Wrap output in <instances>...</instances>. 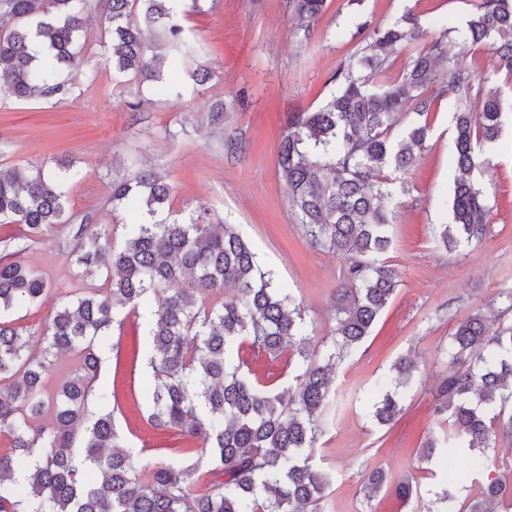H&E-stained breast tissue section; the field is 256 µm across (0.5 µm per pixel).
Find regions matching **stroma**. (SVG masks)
<instances>
[{
    "mask_svg": "<svg viewBox=\"0 0 512 512\" xmlns=\"http://www.w3.org/2000/svg\"><path fill=\"white\" fill-rule=\"evenodd\" d=\"M184 35L198 47L195 60L164 68L175 77L168 94L153 82H139L113 70L102 46L101 28H88L78 42L82 63L62 99L0 101V171L31 162L70 160L80 170L69 192L76 219L92 216L94 230L122 244L135 214L113 207L112 184L129 178L131 157L154 169L174 188L170 209L186 218L206 207L211 224H231L252 247L263 269L273 271L300 303L317 339L336 326V290L350 264L348 255L312 247L288 197L277 167V149L291 113L312 110L328 96L339 65L359 52L355 24L385 23L412 9L424 29L406 44L408 60L425 39L448 30V49L463 77L484 79L503 103L499 139L486 145L487 163L474 172L490 199L482 241L458 250L440 248L435 227L450 221L456 170L448 158L452 137L447 98L428 115L426 148L414 168L394 174L392 247L385 259L402 282L365 342L336 367L333 392L323 411L325 432L311 462L331 475L322 512H418L420 499L434 498L449 470L463 459H419L423 443L448 432L435 412L436 388L448 373L443 350L457 323L475 310L499 302L512 290V79L494 72L489 55L463 46L456 29L467 19L469 0H327L311 30L294 18L289 0H173ZM203 66L209 80L196 84ZM74 223L49 229L30 243L24 260L38 268L51 293L16 311L20 325L36 330L48 323L58 299L91 288L106 289L104 277L77 276L71 254ZM114 348L106 350L98 383L116 390L115 423L140 460L184 461L177 432L148 422L144 361L151 352L146 314H124ZM423 367L407 392L404 410L392 424L378 425L368 400L380 378L403 355ZM248 375L271 389L287 386L297 364L273 361L242 345ZM391 478L413 475L418 498L391 492L366 497L363 481L373 468Z\"/></svg>",
    "mask_w": 512,
    "mask_h": 512,
    "instance_id": "1",
    "label": "stroma"
}]
</instances>
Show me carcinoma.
Masks as SVG:
<instances>
[{
    "instance_id": "carcinoma-1",
    "label": "carcinoma",
    "mask_w": 512,
    "mask_h": 512,
    "mask_svg": "<svg viewBox=\"0 0 512 512\" xmlns=\"http://www.w3.org/2000/svg\"><path fill=\"white\" fill-rule=\"evenodd\" d=\"M168 0H107L103 47L112 68L141 81L161 76L160 43L167 55L192 60L197 48ZM460 35L512 76V0H471ZM326 0H292L307 23ZM0 98H49L66 94L67 76L78 65L76 42L95 22L89 0H0ZM364 55L340 66L335 90L314 110L297 112L277 151V166L310 243L352 259L336 289L333 349L320 352L287 289L263 269L232 225L213 229L198 214L187 220H154L169 205L171 185L150 168L112 183V205L136 201L151 220L126 225L125 242L78 228L72 252L76 274H106L110 288L67 298L40 330L41 354L31 350L35 333L11 319L24 304L42 301L47 281L17 250L0 258V435L11 453L0 455V512H321L329 473L311 466L322 412L336 365L360 345L395 295L399 269L382 256L392 239L391 182L384 170L406 171L426 147L421 118L438 97L451 98L454 134L448 144L457 171L451 223L439 225L438 244L449 250L478 242L490 212L488 194L471 173L479 148L502 130L501 101L456 75L448 56V30L427 42L403 65L400 78L385 80L402 46L419 38L412 10L384 26L357 24ZM409 118L392 133V119ZM70 170L43 164L0 175V219L25 227L35 241L49 225L65 222ZM231 286L236 295L224 296ZM163 299H158L159 294ZM151 311L147 360L150 424L198 443L186 449L190 464H141L115 424V390L96 387L103 349L114 347L118 312ZM502 312L492 304L460 321L448 338V376L437 389V410L448 413L446 453L468 460L472 474L485 471L497 438H512V328L492 336ZM277 359L301 360L295 383L275 392L252 381L232 350L243 342ZM73 353L70 369L47 387L54 357ZM397 383H383L370 409L388 425L403 411L401 388L419 372L411 355L391 367ZM368 497L392 490L409 500L413 478L391 483L380 467L366 478ZM464 507L456 509L459 497ZM423 512H512V480L487 476L478 488L462 474H448V488Z\"/></svg>"
}]
</instances>
